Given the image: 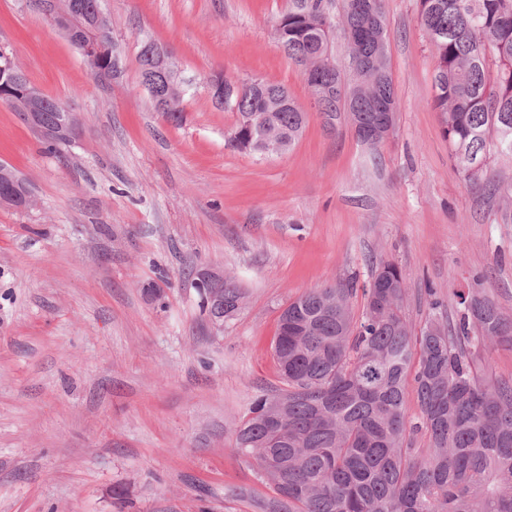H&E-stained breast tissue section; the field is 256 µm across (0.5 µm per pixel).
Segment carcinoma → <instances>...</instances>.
I'll return each instance as SVG.
<instances>
[{
	"instance_id": "obj_1",
	"label": "carcinoma",
	"mask_w": 512,
	"mask_h": 512,
	"mask_svg": "<svg viewBox=\"0 0 512 512\" xmlns=\"http://www.w3.org/2000/svg\"><path fill=\"white\" fill-rule=\"evenodd\" d=\"M75 27L88 25L94 0H60ZM290 0L275 26L288 59L304 69L324 54L327 32L365 25L353 0ZM419 16L435 57L434 106L444 133L470 181L487 180L512 200V183L491 179L486 154L512 155V0H419ZM102 50L86 60L94 75L119 71L121 59L109 24L93 33ZM346 66L326 60L317 71L324 122L361 125L393 95L387 45H347ZM159 47L147 41L138 56L141 85L149 83ZM167 100L155 107L176 123L190 92L171 79ZM237 114L228 145L264 155L271 143L290 148L308 113L288 89L253 81H224L212 93ZM389 287L363 288L354 316V286L310 288L279 315L273 356L283 388L260 393L235 426L237 451L256 463L258 478L275 496L262 512H512V380L485 379L477 360L492 345L512 346V317L484 294L456 293L462 307L454 324L427 289L428 318L421 329L406 314L405 273L393 263L377 270ZM204 313L224 298V321L235 317L243 293L231 279L198 284ZM413 386L420 424L405 409ZM425 432L423 448L408 439Z\"/></svg>"
}]
</instances>
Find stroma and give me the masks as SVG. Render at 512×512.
<instances>
[{
	"instance_id": "35a3bbf8",
	"label": "stroma",
	"mask_w": 512,
	"mask_h": 512,
	"mask_svg": "<svg viewBox=\"0 0 512 512\" xmlns=\"http://www.w3.org/2000/svg\"><path fill=\"white\" fill-rule=\"evenodd\" d=\"M117 76H93L31 0H0V44L78 119L46 153L0 102V162L34 207L0 205V512H261L273 489L234 449L260 390L280 387L278 317L308 288L406 275L416 325L435 289L458 317L473 288L512 315V215L467 180L433 105L418 0H384L397 100L372 147L310 109L273 36L288 0H104ZM173 51L195 93L175 123L139 84L142 39ZM263 78L308 112L299 142L259 157L226 140L237 115L212 77ZM244 299L212 335L199 272Z\"/></svg>"
}]
</instances>
